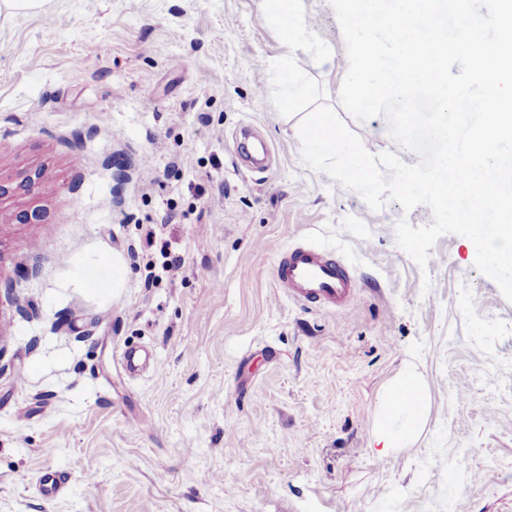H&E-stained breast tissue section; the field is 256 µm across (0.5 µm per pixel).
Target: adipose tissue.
Returning <instances> with one entry per match:
<instances>
[{"instance_id":"obj_1","label":"adipose tissue","mask_w":512,"mask_h":512,"mask_svg":"<svg viewBox=\"0 0 512 512\" xmlns=\"http://www.w3.org/2000/svg\"><path fill=\"white\" fill-rule=\"evenodd\" d=\"M423 393V382L411 370L403 371L386 388L377 414L374 439L382 450L404 447L415 435L426 412L425 401L407 402V389Z\"/></svg>"}]
</instances>
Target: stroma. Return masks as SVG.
I'll list each match as a JSON object with an SVG mask.
<instances>
[{"mask_svg": "<svg viewBox=\"0 0 512 512\" xmlns=\"http://www.w3.org/2000/svg\"><path fill=\"white\" fill-rule=\"evenodd\" d=\"M303 2L332 51L303 70L336 108L342 29ZM288 53L262 0L0 10V512H512V301L462 236L423 268L398 247L427 206L371 210L303 162L300 116L272 102ZM342 119L417 163L385 117ZM299 243L353 269L348 309L278 288ZM407 367L428 410L383 455ZM413 403L405 401V391ZM426 412L423 382L412 370L399 374L385 389L377 414L374 439L381 445L380 453L386 454L394 448H403L415 435Z\"/></svg>", "mask_w": 512, "mask_h": 512, "instance_id": "stroma-1", "label": "stroma"}]
</instances>
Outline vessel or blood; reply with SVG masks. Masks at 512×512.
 Listing matches in <instances>:
<instances>
[{"label":"vessel or blood","instance_id":"obj_1","mask_svg":"<svg viewBox=\"0 0 512 512\" xmlns=\"http://www.w3.org/2000/svg\"><path fill=\"white\" fill-rule=\"evenodd\" d=\"M274 278L289 298L336 310L350 305L357 287L347 264L313 245L289 248L276 266Z\"/></svg>","mask_w":512,"mask_h":512}]
</instances>
